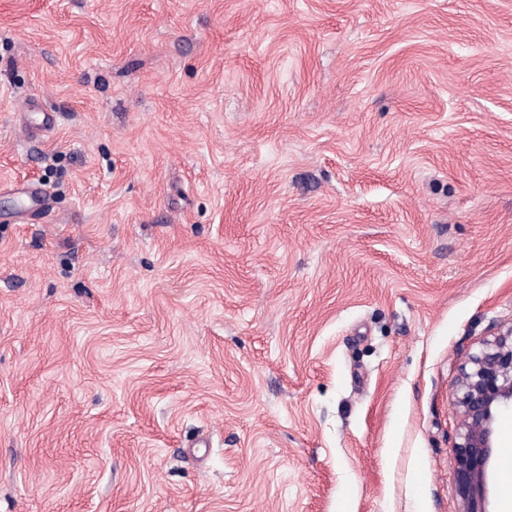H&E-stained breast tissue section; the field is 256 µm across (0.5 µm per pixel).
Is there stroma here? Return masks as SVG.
I'll return each instance as SVG.
<instances>
[{
	"label": "stroma",
	"instance_id": "1",
	"mask_svg": "<svg viewBox=\"0 0 512 512\" xmlns=\"http://www.w3.org/2000/svg\"><path fill=\"white\" fill-rule=\"evenodd\" d=\"M510 323L512 0H0V512H459ZM461 367L453 403L458 423L450 446L455 463L459 512L486 510L487 476L502 412H512V323L496 328Z\"/></svg>",
	"mask_w": 512,
	"mask_h": 512
}]
</instances>
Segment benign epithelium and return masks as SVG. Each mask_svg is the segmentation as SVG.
<instances>
[{"label": "benign epithelium", "instance_id": "obj_1", "mask_svg": "<svg viewBox=\"0 0 512 512\" xmlns=\"http://www.w3.org/2000/svg\"><path fill=\"white\" fill-rule=\"evenodd\" d=\"M458 423L451 452L460 512H488L487 476L502 412L512 408V324L468 356L453 390Z\"/></svg>", "mask_w": 512, "mask_h": 512}]
</instances>
